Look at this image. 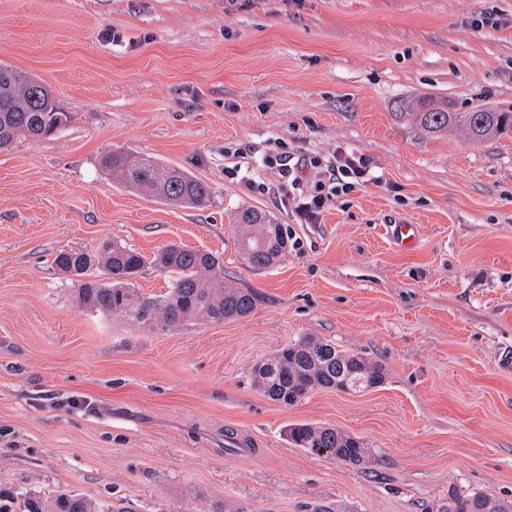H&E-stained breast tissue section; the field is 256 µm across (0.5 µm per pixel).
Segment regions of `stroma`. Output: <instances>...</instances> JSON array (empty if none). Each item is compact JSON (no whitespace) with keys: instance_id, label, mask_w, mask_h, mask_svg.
I'll list each match as a JSON object with an SVG mask.
<instances>
[{"instance_id":"35a3bbf8","label":"stroma","mask_w":512,"mask_h":512,"mask_svg":"<svg viewBox=\"0 0 512 512\" xmlns=\"http://www.w3.org/2000/svg\"><path fill=\"white\" fill-rule=\"evenodd\" d=\"M0 61L38 76L71 121L0 151V490L72 492L132 512H436L449 488L512 499V136H424L404 113L512 110V0H0ZM184 167L202 208L115 185L113 150ZM277 155L306 157L280 192ZM363 160L366 182L328 169ZM330 194L318 223L306 196ZM288 231L257 272L229 224ZM418 227L395 246L389 224ZM177 242L253 289L244 319L155 332L79 306L58 251ZM318 336L385 383L286 407L254 365ZM338 427L345 465L288 427ZM252 442L224 448L225 434ZM291 441L313 454L321 448H335L336 461L343 464L361 465L369 451L358 437L331 426L311 423H295L289 430Z\"/></svg>"}]
</instances>
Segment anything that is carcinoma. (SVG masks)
Masks as SVG:
<instances>
[{
	"label": "carcinoma",
	"instance_id": "carcinoma-1",
	"mask_svg": "<svg viewBox=\"0 0 512 512\" xmlns=\"http://www.w3.org/2000/svg\"><path fill=\"white\" fill-rule=\"evenodd\" d=\"M414 108V120L427 136H441L450 127L465 129L475 142L512 135V111L450 112L448 101L435 99L419 100ZM70 121V114L61 110L38 77L0 61V150L20 138L50 136ZM102 168L116 184L144 190L164 204L197 208L210 197L205 182L157 157L115 150L103 157ZM230 228L237 251L249 268L267 270L284 261L288 233L271 214L241 208ZM53 264L75 277L74 293L80 305L92 312L119 314L152 331H172L190 322L240 320L256 306L251 289L224 281L218 256L175 243L163 246L151 259L117 244L105 245L93 258L83 250H61ZM147 265L169 277L165 294L144 298L137 292L135 278ZM95 269L101 270L104 278H95ZM364 367L376 371L379 382H385V369L370 363L362 353L342 349L331 340L306 336L255 365L253 374L266 398L293 406L315 389L338 391L355 382ZM289 437L313 454L333 448L336 461L343 464L360 465L369 456L362 440L331 426L295 423ZM488 500L490 497L481 493L452 490L438 512H486ZM17 506L21 512H99L94 501L69 492L53 496L0 494V512H14Z\"/></svg>",
	"mask_w": 512,
	"mask_h": 512
}]
</instances>
